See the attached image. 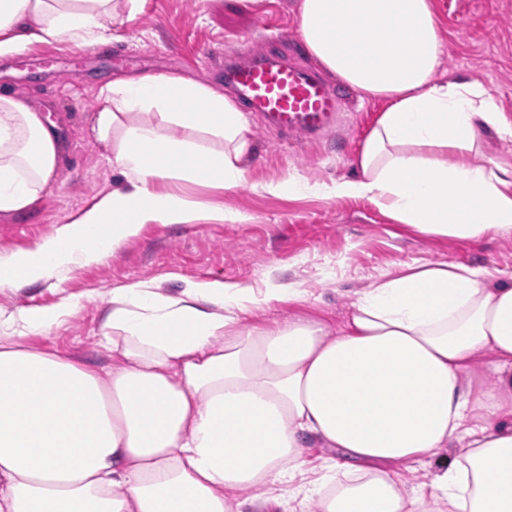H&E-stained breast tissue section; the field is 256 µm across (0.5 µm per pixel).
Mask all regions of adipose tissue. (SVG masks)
<instances>
[{
	"mask_svg": "<svg viewBox=\"0 0 512 512\" xmlns=\"http://www.w3.org/2000/svg\"><path fill=\"white\" fill-rule=\"evenodd\" d=\"M436 0H302L299 29L324 69L390 100L352 178L291 177L263 192L367 198L421 233L512 236V163L481 136L512 119L479 82L435 79ZM141 0H0V58L33 44L107 46ZM90 129L120 185L36 248L0 257V288L105 260L146 224H221L241 214L161 181L231 190L254 153L223 92L165 74L117 78ZM62 162L56 125L0 93V215L31 210ZM191 282L179 296L136 282L112 293L96 367L25 345L69 313L0 318V512H512V282L424 262L384 274L331 327L304 313L245 322L250 309L307 302ZM492 384L466 376L485 356ZM481 424H472V417ZM328 449L319 468L310 446ZM450 468L410 490L405 472L446 448Z\"/></svg>",
	"mask_w": 512,
	"mask_h": 512,
	"instance_id": "adipose-tissue-1",
	"label": "adipose tissue"
}]
</instances>
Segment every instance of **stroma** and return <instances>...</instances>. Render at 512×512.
<instances>
[{"instance_id":"stroma-1","label":"stroma","mask_w":512,"mask_h":512,"mask_svg":"<svg viewBox=\"0 0 512 512\" xmlns=\"http://www.w3.org/2000/svg\"><path fill=\"white\" fill-rule=\"evenodd\" d=\"M301 0H142L112 44L98 54L68 42L34 44L0 59V87L48 113L61 129L66 156L60 174L30 212L0 216V256L33 249L67 227L83 209L111 192L119 176L91 137L89 120L112 78L176 74L224 89V65L206 67L201 52L220 47L246 58L276 29L302 45ZM444 56L436 77L482 83L512 116V0H436ZM347 121L319 140L289 143L249 118L255 154L246 183L232 190L187 186V193L243 215L240 223L146 224L101 263L75 266L64 277L0 288V314L69 306V315L28 346L96 366L112 363L100 346L103 314L115 289L146 282L179 295L185 281L225 282L263 290L268 281L308 291L307 304L275 303L263 315L283 323L305 311L340 324L360 292L384 273L421 262H455L512 277V237L477 240L427 236L401 224L365 198H288L262 184L301 175L331 182L355 174L357 152L387 103L363 99L329 78Z\"/></svg>"}]
</instances>
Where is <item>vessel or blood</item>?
Returning a JSON list of instances; mask_svg holds the SVG:
<instances>
[{
  "mask_svg": "<svg viewBox=\"0 0 512 512\" xmlns=\"http://www.w3.org/2000/svg\"><path fill=\"white\" fill-rule=\"evenodd\" d=\"M287 40L284 33L271 36L253 59L225 61L224 82L268 128L312 138L335 126L339 100L317 72L288 60Z\"/></svg>",
  "mask_w": 512,
  "mask_h": 512,
  "instance_id": "vessel-or-blood-1",
  "label": "vessel or blood"
}]
</instances>
